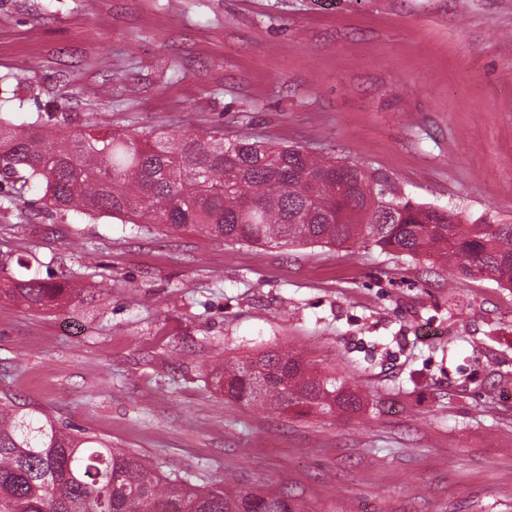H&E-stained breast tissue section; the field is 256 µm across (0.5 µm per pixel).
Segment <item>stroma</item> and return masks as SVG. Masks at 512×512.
<instances>
[{"instance_id":"stroma-1","label":"stroma","mask_w":512,"mask_h":512,"mask_svg":"<svg viewBox=\"0 0 512 512\" xmlns=\"http://www.w3.org/2000/svg\"><path fill=\"white\" fill-rule=\"evenodd\" d=\"M248 132L365 164L413 201L512 224V0H0V115ZM0 172V396L161 473L305 512H512V288L373 244L258 249L47 211ZM294 349L366 395L263 412L213 356ZM4 284L5 288L0 286V298L4 296L30 310L59 308L79 297L83 290L66 281H46L37 274L26 279H7Z\"/></svg>"}]
</instances>
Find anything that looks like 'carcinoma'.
I'll return each instance as SVG.
<instances>
[{
    "mask_svg": "<svg viewBox=\"0 0 512 512\" xmlns=\"http://www.w3.org/2000/svg\"><path fill=\"white\" fill-rule=\"evenodd\" d=\"M0 171L41 186L58 213L123 224L191 229L255 246L359 241L397 256L436 253L462 274L512 288V224H465L461 213L402 196L388 176L299 146L275 148L221 129L181 135L152 129L105 134L0 116ZM82 289L34 274L0 297L30 310L59 308ZM230 398L261 410L352 414L363 395L320 374L294 350L212 362ZM0 512H304L270 486L239 489L164 476L140 455L78 436L46 416L33 422L0 402Z\"/></svg>",
    "mask_w": 512,
    "mask_h": 512,
    "instance_id": "cac0c4a2",
    "label": "carcinoma"
}]
</instances>
